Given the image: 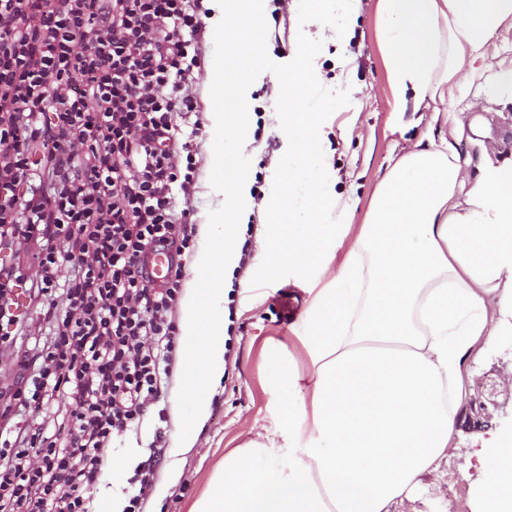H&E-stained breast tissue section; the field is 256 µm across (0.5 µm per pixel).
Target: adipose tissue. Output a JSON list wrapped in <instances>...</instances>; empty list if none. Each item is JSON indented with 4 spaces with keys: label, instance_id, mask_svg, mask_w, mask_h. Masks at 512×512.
<instances>
[{
    "label": "adipose tissue",
    "instance_id": "obj_1",
    "mask_svg": "<svg viewBox=\"0 0 512 512\" xmlns=\"http://www.w3.org/2000/svg\"><path fill=\"white\" fill-rule=\"evenodd\" d=\"M512 0H379L377 39L393 111L446 121L379 177L354 236L321 222L331 203L317 130L321 44L298 39L272 83L288 101V164L259 212L271 266L315 271L261 439L224 457L194 512H390L457 449L477 347L512 329V156L461 154L472 90L512 104ZM308 178V219L290 191ZM341 261H334V254ZM474 512H512V433L483 444Z\"/></svg>",
    "mask_w": 512,
    "mask_h": 512
}]
</instances>
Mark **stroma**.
Segmentation results:
<instances>
[{
  "label": "stroma",
  "instance_id": "1",
  "mask_svg": "<svg viewBox=\"0 0 512 512\" xmlns=\"http://www.w3.org/2000/svg\"><path fill=\"white\" fill-rule=\"evenodd\" d=\"M377 0H361L357 18H350L344 0H289L285 11H276L267 0L266 50L272 61L287 63L297 45L300 20L326 16L332 26L353 25L350 38H328L319 59L325 76L321 96L330 102L320 113L325 132L321 164L333 183L332 194L347 213L346 223H363L374 186L390 159L401 154L423 135L439 138L438 129L418 123L416 115L391 109V95L376 34ZM355 62L350 81L360 86L359 96H349L339 79L338 63L347 57ZM252 111L261 113L260 134L251 136L245 151L256 178L248 189L266 198L278 193L282 164L288 159V139L282 127L288 105L275 91L269 74H260L249 90ZM472 131L478 139L512 151V106L478 97L470 109ZM202 157L196 192L190 201L193 224H200L208 209L210 175L214 163L213 140L201 133L196 140ZM263 226L253 221L240 225L239 242L247 243L249 256L233 271L232 286L224 294V379L210 402L205 424L192 431L193 447L167 450L155 474L153 487L144 498L141 512H189L209 490V478L225 454L242 446L266 424L272 411L269 387L279 377L268 365L263 349L267 341L294 342L308 296V279L285 268H271L257 240ZM512 367V338L502 337L491 348L476 352L465 376L470 398ZM153 421L109 448L113 467L90 491L94 512H112V498L123 486L117 471H129L143 446L151 440ZM512 430V406L503 405L491 418L480 421L467 411L458 413L459 449L442 464L440 478L424 476V490L417 497L393 505L392 512H473L476 488L485 481L476 436L493 438Z\"/></svg>",
  "mask_w": 512,
  "mask_h": 512
}]
</instances>
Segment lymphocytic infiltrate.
<instances>
[{
	"instance_id": "f902f5d3",
	"label": "lymphocytic infiltrate",
	"mask_w": 512,
	"mask_h": 512,
	"mask_svg": "<svg viewBox=\"0 0 512 512\" xmlns=\"http://www.w3.org/2000/svg\"><path fill=\"white\" fill-rule=\"evenodd\" d=\"M201 0H0V334L17 354L0 404V512H92L108 448L158 412L178 342L181 258L200 164ZM176 263L154 284L149 257ZM25 287L42 318L19 312ZM166 449L156 428L122 512H140Z\"/></svg>"
}]
</instances>
